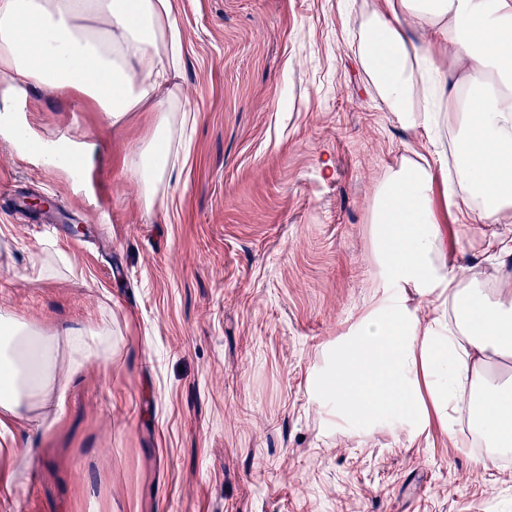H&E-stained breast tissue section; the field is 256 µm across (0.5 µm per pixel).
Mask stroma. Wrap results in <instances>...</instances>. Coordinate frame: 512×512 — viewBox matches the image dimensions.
Instances as JSON below:
<instances>
[{
  "instance_id": "1",
  "label": "stroma",
  "mask_w": 512,
  "mask_h": 512,
  "mask_svg": "<svg viewBox=\"0 0 512 512\" xmlns=\"http://www.w3.org/2000/svg\"><path fill=\"white\" fill-rule=\"evenodd\" d=\"M373 4L173 0L171 85L195 121L151 207L127 162L153 110L115 127L85 106L75 123L69 97L30 90L33 138L92 144L83 171L43 166L0 125V306L120 339L62 411L16 430L39 462L0 512H512V451L488 462L436 422L416 439L328 425L309 402L369 303L380 184L432 149L359 64ZM431 200L449 263L512 287V262L481 249L503 225L467 222L441 184Z\"/></svg>"
}]
</instances>
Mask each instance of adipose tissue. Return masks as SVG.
Wrapping results in <instances>:
<instances>
[{"mask_svg":"<svg viewBox=\"0 0 512 512\" xmlns=\"http://www.w3.org/2000/svg\"><path fill=\"white\" fill-rule=\"evenodd\" d=\"M430 28L436 41L417 43ZM184 53L171 0H0V82L9 94L27 83L73 94L112 125L159 98ZM359 62L382 105L426 133L434 150L407 161L382 183L372 222L378 277L367 310L309 380L311 403L359 426L378 422L418 437L439 421L456 447L480 439L512 448V376L490 374L512 356V292L483 287L443 255L431 206L435 177L444 200H462L481 222L512 212V0H382L363 23ZM463 75L451 80L447 59ZM458 123L447 153L441 113ZM171 113L133 163L147 205L173 170ZM430 305L427 319L406 291ZM112 330L63 328L47 336L0 308V438L62 404L71 375L112 358Z\"/></svg>","mask_w":512,"mask_h":512,"instance_id":"1","label":"adipose tissue"}]
</instances>
